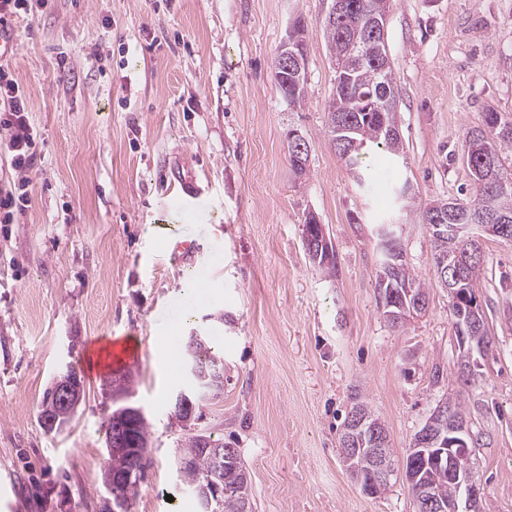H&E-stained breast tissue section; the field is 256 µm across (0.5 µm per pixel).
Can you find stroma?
Instances as JSON below:
<instances>
[{
    "label": "stroma",
    "mask_w": 512,
    "mask_h": 512,
    "mask_svg": "<svg viewBox=\"0 0 512 512\" xmlns=\"http://www.w3.org/2000/svg\"><path fill=\"white\" fill-rule=\"evenodd\" d=\"M330 0H51L13 26L8 59L31 103L41 160L25 206L0 223V512H98L106 495L103 373L86 353L131 340L149 462L131 512H200L180 483L179 449L206 432L237 448L256 512H415L405 481L363 494L340 455L355 396L385 422L392 456L448 397L479 444L483 512H512V242L487 238L476 296L491 347L464 382L451 299L434 279L419 211L468 202V130L486 108L512 115V0H393L386 38L404 157L362 155L363 179L325 134L335 69L321 20ZM306 31V93L290 107L273 61L295 17ZM309 141L296 178L286 139ZM192 172L189 202L172 181ZM410 182L401 204L395 189ZM316 212L335 272L311 261ZM398 226L404 259L428 284L425 315L394 328L378 305L377 226ZM197 244L193 258L175 241ZM205 300L187 297L188 278ZM215 337L224 393L190 423L173 338ZM81 370L71 422L46 432L51 379ZM41 486L45 500L28 491Z\"/></svg>",
    "instance_id": "stroma-1"
}]
</instances>
